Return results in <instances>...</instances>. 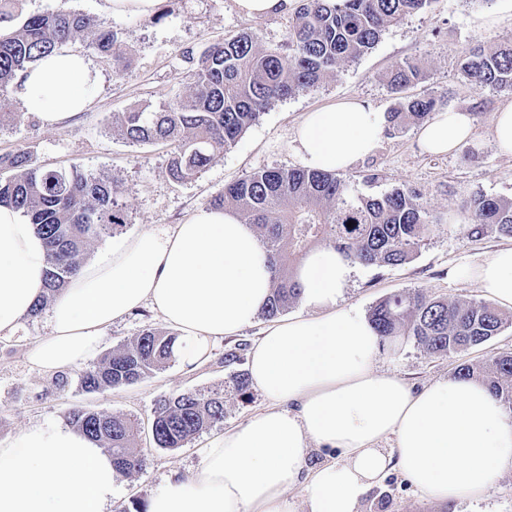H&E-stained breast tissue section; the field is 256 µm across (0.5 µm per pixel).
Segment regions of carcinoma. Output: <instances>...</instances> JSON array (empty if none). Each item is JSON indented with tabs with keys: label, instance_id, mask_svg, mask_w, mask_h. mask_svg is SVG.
<instances>
[{
	"label": "carcinoma",
	"instance_id": "obj_1",
	"mask_svg": "<svg viewBox=\"0 0 512 512\" xmlns=\"http://www.w3.org/2000/svg\"><path fill=\"white\" fill-rule=\"evenodd\" d=\"M428 2L300 0L288 53L263 48L247 31L214 43L196 59L187 95L151 111L133 105L112 123V131L134 145L167 144L169 178L176 183L194 180L274 102L316 86L340 63L361 57L392 21ZM21 4L22 0H0L1 124L25 117L12 110L17 75L76 39L112 60L113 74L120 75L128 65L131 50L104 21L62 8L23 17ZM460 71L479 88L511 91L512 44L466 52ZM419 79V68L406 61L390 74L389 84L403 90ZM435 110L432 97H406L392 110L390 121L400 131L427 120ZM0 206L28 218L48 248L46 294L35 305L34 315L80 271L81 257L92 243L130 223L116 181L77 165L39 164L26 149L0 154ZM208 206L234 208L254 225L269 252L274 277L264 310L268 319L298 301L295 269L315 245H331L353 264L399 266L413 258L433 224L410 189L397 188L378 197L359 195L331 172L304 168L256 171L225 186ZM464 210L471 234L512 237V199L475 192ZM370 320L384 340L410 337L430 356L482 345L509 323L485 302L432 300L420 292L381 301ZM174 341L175 334L148 328L83 371L80 386L96 392L134 383L165 366ZM458 374L484 381L512 411L511 352L482 367L462 365ZM223 421L224 392L184 391L157 402L152 439L158 448H180ZM68 422L107 449L120 475L144 467L146 455L135 446L137 426L130 419L75 407Z\"/></svg>",
	"mask_w": 512,
	"mask_h": 512
}]
</instances>
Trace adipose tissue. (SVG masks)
Instances as JSON below:
<instances>
[{
	"instance_id": "ef3b65f1",
	"label": "adipose tissue",
	"mask_w": 512,
	"mask_h": 512,
	"mask_svg": "<svg viewBox=\"0 0 512 512\" xmlns=\"http://www.w3.org/2000/svg\"><path fill=\"white\" fill-rule=\"evenodd\" d=\"M99 78L84 54L62 49L19 73L13 95L54 127L90 107ZM384 125L381 112L359 101L330 104L303 115L293 149L305 168L344 170L372 153ZM474 135L471 113L446 109L421 126L419 143L441 154ZM47 268L32 224L0 206V334L30 315ZM353 271L330 246L301 260L304 314L274 324L249 353L266 407L210 438L200 466L169 476L147 512H358L393 468L426 500L489 495L512 467V412L474 379L444 377L415 393L400 376L378 372L383 339L341 302ZM463 275L512 307V246ZM271 276L251 225L234 210L198 207L172 229L141 232L81 269L27 358L48 375L66 374L96 352L113 323L147 305L175 333L174 358L194 368L213 342L255 323ZM386 439L393 447H383ZM315 452L323 456L316 464ZM119 478L111 454L67 426L36 424L0 443V512H109ZM294 488L300 500L289 498Z\"/></svg>"
}]
</instances>
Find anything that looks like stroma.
<instances>
[{"label": "stroma", "instance_id": "35a3bbf8", "mask_svg": "<svg viewBox=\"0 0 512 512\" xmlns=\"http://www.w3.org/2000/svg\"><path fill=\"white\" fill-rule=\"evenodd\" d=\"M63 5L107 21L131 48L132 62L117 76L110 60L88 52V59L100 72L91 107L56 128L45 127L32 116L0 125V154L26 149L38 163L78 165L117 181L131 222L94 242L83 264L108 258L113 245L128 236L181 223L225 185L256 170L299 167L291 140L304 112L357 99L390 114L400 95L390 87L387 76L400 63L411 61L421 78L408 88V95H431L437 98L439 108L472 113L475 140L452 153L433 156L420 149L418 127L399 133L388 129L369 158L338 171V178L366 196H380L395 188L412 189L420 203L440 218L410 262L356 267L342 302L367 314L387 297L415 291L432 299L483 301L474 283L449 279L448 272L483 261L506 242L495 234L471 236L462 204L476 191L512 199V157L501 155L490 135L494 111L512 103V92L475 89L462 76L458 59L475 47L491 49L512 42V0H431L416 14L393 21L368 53L341 63L316 88L272 104L199 178L181 184L166 174L167 146L130 145L113 134V121L131 105L155 108L186 95L192 59L216 41L245 30L256 33L262 46L287 51L292 14L248 19L238 14L234 0H160L166 15L157 22L114 16L107 0H24L23 10L41 13ZM491 11L501 12L503 23L482 27L481 16ZM48 319L44 311L26 318L13 335H0V441L37 423L66 424L68 411L76 406L136 420L138 444L147 462L143 470L121 478L112 496V512H120L134 499L148 501L170 472L190 474L200 465L203 448L213 435L208 429L183 447L155 448L151 420L159 399L187 390L202 394L223 390V426L227 429L266 406L255 388L242 393L234 381L236 374L245 372L251 347L270 325L265 317H258L238 336L216 344L195 369H183L173 360L134 384L91 393L81 389L78 372L63 379L44 375L29 365L27 352L47 335ZM163 327L154 311L143 308L114 323L99 352L108 354L137 339L145 329ZM507 352H512L510 325L482 345L446 356L428 355L413 340L400 336L384 347L376 368L401 376L419 391L455 375L458 366L482 365ZM359 512H512V470L500 477L487 501L448 505L421 499L405 477L393 472L366 493Z\"/></svg>", "mask_w": 512, "mask_h": 512}]
</instances>
